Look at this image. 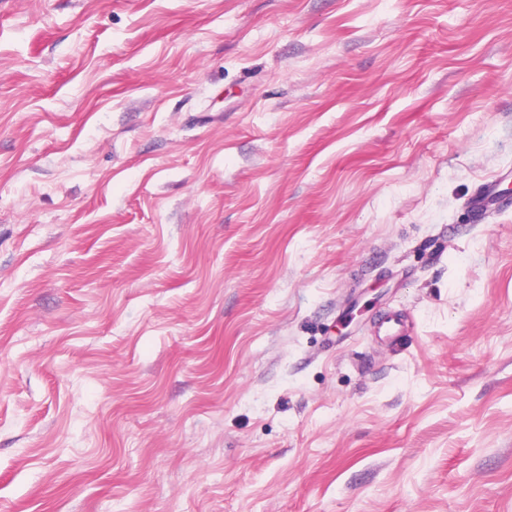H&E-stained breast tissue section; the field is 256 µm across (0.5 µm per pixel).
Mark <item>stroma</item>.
Wrapping results in <instances>:
<instances>
[{
	"label": "stroma",
	"mask_w": 512,
	"mask_h": 512,
	"mask_svg": "<svg viewBox=\"0 0 512 512\" xmlns=\"http://www.w3.org/2000/svg\"><path fill=\"white\" fill-rule=\"evenodd\" d=\"M494 176L512 0H0V512H512Z\"/></svg>",
	"instance_id": "obj_1"
}]
</instances>
